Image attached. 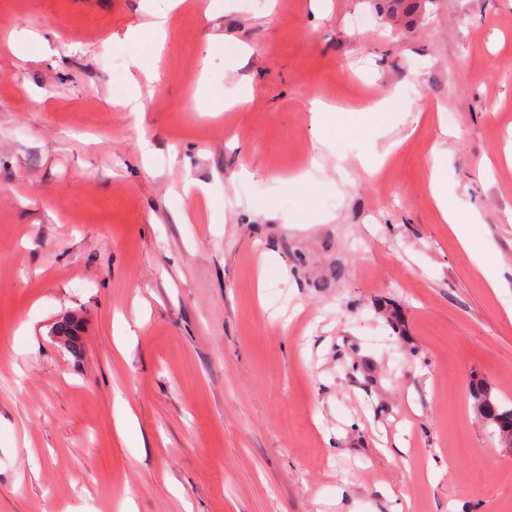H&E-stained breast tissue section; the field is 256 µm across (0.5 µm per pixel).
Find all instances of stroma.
I'll list each match as a JSON object with an SVG mask.
<instances>
[{
    "label": "stroma",
    "instance_id": "1",
    "mask_svg": "<svg viewBox=\"0 0 512 512\" xmlns=\"http://www.w3.org/2000/svg\"><path fill=\"white\" fill-rule=\"evenodd\" d=\"M145 19L0 0V512H512L468 393L512 399V0L403 30L371 0H185L159 57L123 39ZM388 97L331 149L310 121ZM436 147L503 288L428 200ZM335 109V107L320 99L315 100L311 107L312 124L327 131L325 142L329 145H333L329 130L331 128L332 121L334 119L336 120V113L334 112Z\"/></svg>",
    "mask_w": 512,
    "mask_h": 512
}]
</instances>
